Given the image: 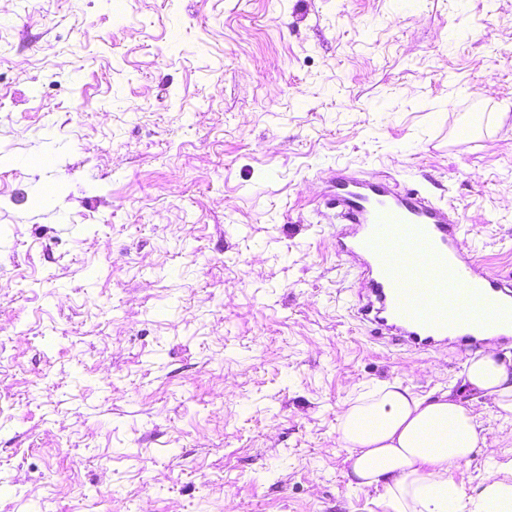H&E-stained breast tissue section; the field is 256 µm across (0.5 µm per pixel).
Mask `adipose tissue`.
<instances>
[{"label":"adipose tissue","mask_w":512,"mask_h":512,"mask_svg":"<svg viewBox=\"0 0 512 512\" xmlns=\"http://www.w3.org/2000/svg\"><path fill=\"white\" fill-rule=\"evenodd\" d=\"M461 385L433 399L398 384L350 399L337 433L351 484L380 489L390 512H448L450 476L481 440L474 405L491 402L512 418V363L487 345L467 361Z\"/></svg>","instance_id":"ef3b65f1"}]
</instances>
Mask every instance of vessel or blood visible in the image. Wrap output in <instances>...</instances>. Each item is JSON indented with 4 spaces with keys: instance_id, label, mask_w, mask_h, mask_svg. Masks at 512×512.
<instances>
[{
    "instance_id": "b4317fda",
    "label": "vessel or blood",
    "mask_w": 512,
    "mask_h": 512,
    "mask_svg": "<svg viewBox=\"0 0 512 512\" xmlns=\"http://www.w3.org/2000/svg\"><path fill=\"white\" fill-rule=\"evenodd\" d=\"M326 204L340 225L338 254L361 271L354 316L376 339L409 352L512 343V277L460 250L465 229L452 205L392 176L346 169Z\"/></svg>"
}]
</instances>
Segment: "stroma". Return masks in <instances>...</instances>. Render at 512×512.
I'll return each instance as SVG.
<instances>
[{"mask_svg": "<svg viewBox=\"0 0 512 512\" xmlns=\"http://www.w3.org/2000/svg\"><path fill=\"white\" fill-rule=\"evenodd\" d=\"M506 104L512 0H0V512H386L337 414L469 355L354 318L325 188L387 171L512 272ZM478 420L453 512L512 460Z\"/></svg>", "mask_w": 512, "mask_h": 512, "instance_id": "obj_1", "label": "stroma"}]
</instances>
